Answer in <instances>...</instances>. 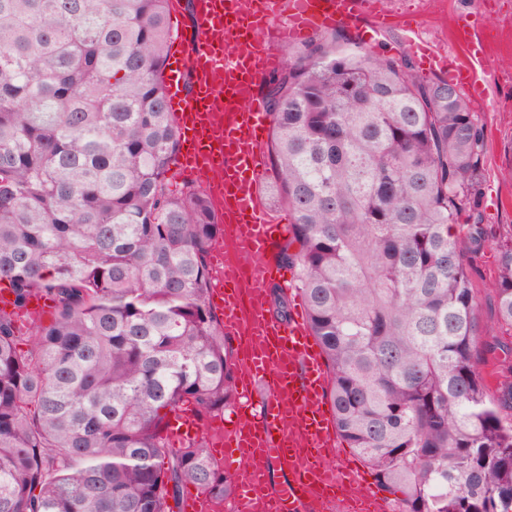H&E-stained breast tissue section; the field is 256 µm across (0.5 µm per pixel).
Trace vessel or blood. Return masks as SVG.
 <instances>
[{
  "label": "vessel or blood",
  "instance_id": "obj_1",
  "mask_svg": "<svg viewBox=\"0 0 512 512\" xmlns=\"http://www.w3.org/2000/svg\"><path fill=\"white\" fill-rule=\"evenodd\" d=\"M194 52L170 50L165 93L179 131L177 174L218 172L209 197L224 224L223 264L212 291L224 332L237 342L235 417L221 424L211 453L234 478L236 512H329L337 503L386 512L374 486L344 472L324 399L327 373L306 317L273 318L266 284L287 287L277 254L288 233L263 207L259 186L268 140L257 92L279 67L281 45L324 26L359 27L362 0H197ZM207 426L191 404L177 408L164 435L174 445ZM287 480L273 484L272 471ZM209 498L186 487L174 512H207Z\"/></svg>",
  "mask_w": 512,
  "mask_h": 512
}]
</instances>
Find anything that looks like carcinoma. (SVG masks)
Instances as JSON below:
<instances>
[{
    "label": "carcinoma",
    "mask_w": 512,
    "mask_h": 512,
    "mask_svg": "<svg viewBox=\"0 0 512 512\" xmlns=\"http://www.w3.org/2000/svg\"><path fill=\"white\" fill-rule=\"evenodd\" d=\"M170 0H0V512H171L232 479L168 414L235 397L208 253L210 198L168 190ZM263 81L270 205L329 370L340 441L396 512H512V239L472 261L485 127L448 80L343 27L285 48ZM35 299L53 319L29 317ZM28 329H23V322ZM27 337L29 349L17 345ZM473 282L474 287L480 292L483 299H487L488 285L495 279L497 275V258L494 250L487 249L473 263Z\"/></svg>",
    "instance_id": "cac0c4a2"
}]
</instances>
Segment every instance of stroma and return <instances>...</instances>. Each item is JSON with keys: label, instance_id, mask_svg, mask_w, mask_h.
Returning a JSON list of instances; mask_svg holds the SVG:
<instances>
[{"label": "stroma", "instance_id": "1", "mask_svg": "<svg viewBox=\"0 0 512 512\" xmlns=\"http://www.w3.org/2000/svg\"><path fill=\"white\" fill-rule=\"evenodd\" d=\"M395 16L375 38L391 54L410 53V41L446 53L449 64L468 60L458 30H468L482 59L474 65L478 95L471 104L488 138L481 208L501 234L512 232V0H368V14Z\"/></svg>", "mask_w": 512, "mask_h": 512}]
</instances>
